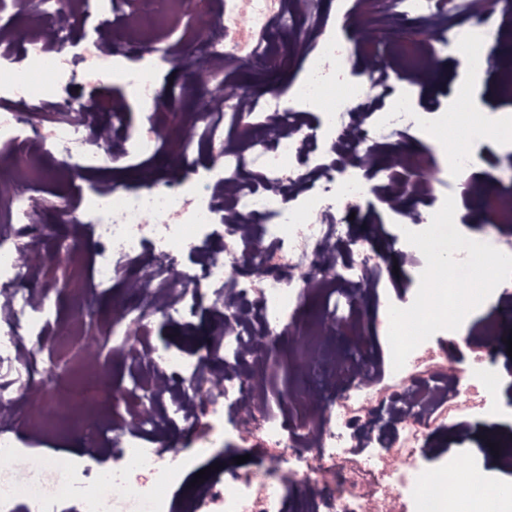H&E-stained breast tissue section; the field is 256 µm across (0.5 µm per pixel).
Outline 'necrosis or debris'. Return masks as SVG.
Here are the masks:
<instances>
[{
    "mask_svg": "<svg viewBox=\"0 0 512 512\" xmlns=\"http://www.w3.org/2000/svg\"><path fill=\"white\" fill-rule=\"evenodd\" d=\"M186 3L164 0L163 13L127 19L123 0H0V405L8 409L0 415V512H13L21 497L32 512H51L61 496L78 497L81 512H171L169 490L207 454L211 431L226 424L257 437L262 464L219 471L195 491L188 512H387L392 486L400 492L394 512H501L499 494L480 472L462 483H426L421 457L433 433L458 437L473 416L495 408L482 394L494 379L491 359L473 356L456 373L432 331L481 294L480 284H465L470 262L491 255L512 267V230L495 226L480 241L452 232L421 246L416 227L439 223L448 208L436 195L440 161L451 159L464 173L472 155L449 153L447 139L436 138L437 162L410 180L368 160L369 149L394 135L447 126V113L415 105L411 77L439 53L466 76L490 69L492 58L473 49L500 38L496 16L471 22L464 0H361L347 8L349 25L381 28L399 18L421 31L408 46H365L372 70L361 77L339 69L355 47L327 30L323 0H207L192 27L182 24ZM120 20L132 32L121 47L112 36ZM175 29L180 39L172 45ZM286 31L304 39L302 77L283 92L245 88L243 67L277 60ZM157 48L210 73V111L201 140L175 145L177 177L161 182L147 174V188L130 193L106 175L129 157L150 163L166 144L157 133L165 123L157 66L133 62ZM117 65L125 95L105 106L74 98V88ZM133 100L146 110L136 126L126 120ZM256 125L262 138L249 133ZM202 153L215 171L202 168ZM51 155L72 179L104 176L78 197L76 223L55 242L67 253L87 245L66 319L47 276L45 212L32 195L51 176L44 164ZM372 192L406 214L395 237L402 257L447 260L455 278L407 295L383 289L377 254L345 232L348 210ZM186 257L191 268L184 271ZM339 264L344 274L332 277ZM115 292L120 303L103 334L131 385L118 396L123 410L101 423L87 416L109 402L96 362L81 363L62 401L49 393V367L36 352L80 335L82 313ZM312 294L322 303L321 320L300 362H331L330 382L349 388L330 399L295 385L273 418L259 346ZM373 304L382 308L389 341L380 384L364 383L368 367L332 349L337 321L358 329ZM160 322L188 335L207 323L203 352L158 342ZM209 360L224 378L214 394L203 385ZM25 428L80 436L88 461L61 465L33 455L29 483L16 485L8 465ZM185 432L194 434V447H173ZM148 436L166 444V453L146 448ZM103 452L112 455L111 468L93 465ZM282 458L293 463L285 474L273 466Z\"/></svg>",
    "mask_w": 512,
    "mask_h": 512,
    "instance_id": "necrosis-or-debris-1",
    "label": "necrosis or debris"
}]
</instances>
